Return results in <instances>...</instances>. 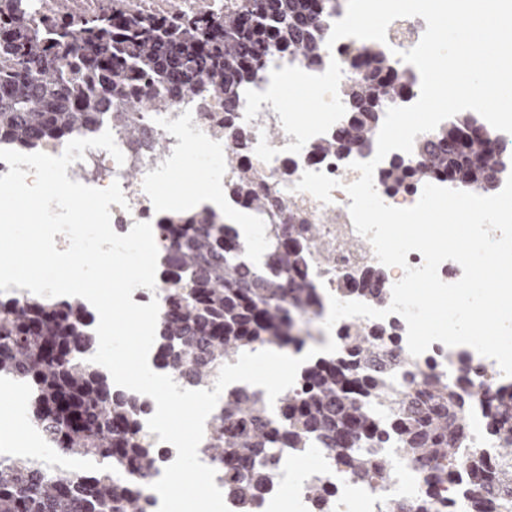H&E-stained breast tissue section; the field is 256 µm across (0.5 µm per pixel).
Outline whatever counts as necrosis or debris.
<instances>
[{
	"instance_id": "1",
	"label": "necrosis or debris",
	"mask_w": 512,
	"mask_h": 512,
	"mask_svg": "<svg viewBox=\"0 0 512 512\" xmlns=\"http://www.w3.org/2000/svg\"><path fill=\"white\" fill-rule=\"evenodd\" d=\"M28 14L46 33L118 12L160 17L177 23L185 18H206L223 12L224 0H27ZM362 47L361 40L344 38L334 47H320L316 65H308L303 55L279 54L261 61L258 77L243 85L239 106L233 114L235 124L245 129L249 140L245 149L248 163L262 175L263 184L279 201L274 212L254 215L256 224L246 250L262 248L273 224H300L317 227L320 245L308 255V269L320 295L350 299L347 290L351 278L369 270L381 269L386 286H393L403 276L398 267L380 266L370 242L354 228L344 186L359 179L350 164L357 156L339 152L316 156L312 147L347 123V111L341 90L354 77L351 60ZM136 124L142 128L147 144L129 141L123 130L113 128L117 146L125 155L117 164L103 149H86L83 161L67 170L70 180L96 188L119 183L128 202L127 207L110 205L113 230L127 234L137 222L158 224L163 212L158 188L186 162L190 154H198L210 175L230 184L235 178L227 162L229 145L224 139V100L220 97L180 99L167 108L136 112ZM399 160L415 168L421 163L418 154L394 151L388 154L374 172V185L382 200L394 207L414 205L423 185L415 181L402 191L385 187L383 177L390 162ZM307 171H322L341 182L331 192L333 200L325 204L312 195L295 191V184ZM357 325L368 332L392 330L393 354L410 367L440 373L446 381H454L449 367L457 355H465L471 373L468 387L471 401V434L469 448L476 453L491 452L494 441L486 434L482 402L498 389L512 385L503 376L495 360L481 356L468 346L448 347L433 342L420 356H411L407 348V325L403 317L393 314L384 319L357 318ZM385 460L390 466L384 479L358 482L345 469L336 467L328 455H320L316 466L304 469L296 479L287 473L292 453L277 449L272 468V484L253 500L255 512H266L272 494L293 496L300 512H316L317 504L307 493L310 483H324L329 491L330 512H385L392 499L418 498L424 493L423 477L415 465L397 449H387Z\"/></svg>"
}]
</instances>
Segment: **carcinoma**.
I'll return each instance as SVG.
<instances>
[{
	"label": "carcinoma",
	"instance_id": "obj_1",
	"mask_svg": "<svg viewBox=\"0 0 512 512\" xmlns=\"http://www.w3.org/2000/svg\"><path fill=\"white\" fill-rule=\"evenodd\" d=\"M342 6V0H224L222 16L174 25L114 14L53 37L38 24L0 17V142L31 150L46 139L90 134L106 119L138 143L130 112L221 94L228 159L237 169L224 194L249 211H270L277 207L274 196L241 162L247 133L232 123L238 90L274 50L301 51L316 63L327 19ZM354 67L357 77L344 89L352 120L316 143L317 154L369 148L382 106L407 85L376 45L364 46ZM149 78L157 79L159 92L144 100L138 89ZM473 122L478 119L469 112L436 128L422 146L420 168L391 163L386 186L398 190L412 177L459 173L464 189L479 191L498 180L512 153L472 137L461 144ZM158 228L164 250L159 277L170 285L156 329L159 369L177 373L190 389H207L243 352L302 348L307 324L321 308L307 264L317 231L305 236L281 225L266 248L268 271L259 272L242 260L244 241L234 225L207 209L166 212ZM354 292L371 304L384 302L383 274L371 272ZM93 323L79 297L0 299V379L27 393L30 425L46 444L93 463L63 472L0 450V512H147L136 481L157 470L158 447L144 428L138 399L114 388L89 361L98 347ZM337 339L342 356L304 368L273 417L257 392L239 387L224 393L199 448L238 493L242 512H251L278 448L296 454L324 448L336 466L368 482L386 475L381 449L389 444L424 473L426 492L409 504L389 501L387 512H455L454 501L443 502L439 492L454 483L476 494L474 512H512V387L496 391L483 407L494 454L474 453L461 466L470 433L465 357L453 360L454 383L408 371L394 387L389 338L350 325Z\"/></svg>",
	"mask_w": 512,
	"mask_h": 512
}]
</instances>
